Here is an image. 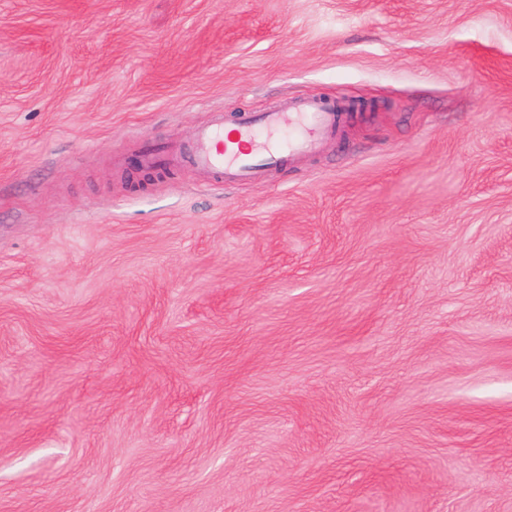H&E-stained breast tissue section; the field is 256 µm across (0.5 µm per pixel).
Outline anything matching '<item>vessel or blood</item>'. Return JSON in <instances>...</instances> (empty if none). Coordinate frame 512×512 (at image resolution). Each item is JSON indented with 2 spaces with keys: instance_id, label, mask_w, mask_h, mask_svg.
I'll list each match as a JSON object with an SVG mask.
<instances>
[{
  "instance_id": "vessel-or-blood-1",
  "label": "vessel or blood",
  "mask_w": 512,
  "mask_h": 512,
  "mask_svg": "<svg viewBox=\"0 0 512 512\" xmlns=\"http://www.w3.org/2000/svg\"><path fill=\"white\" fill-rule=\"evenodd\" d=\"M343 121L341 107L316 97L303 98L294 110L267 111L245 116L237 124L232 141L224 139V118L215 115L194 135V141L178 154H162L146 148L142 161L149 166L188 165L238 183L258 177L265 168L285 158L312 150L335 133Z\"/></svg>"
}]
</instances>
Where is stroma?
Listing matches in <instances>:
<instances>
[{"label": "stroma", "instance_id": "35a3bbf8", "mask_svg": "<svg viewBox=\"0 0 512 512\" xmlns=\"http://www.w3.org/2000/svg\"><path fill=\"white\" fill-rule=\"evenodd\" d=\"M0 512H512V0H0ZM343 121V109L320 98L305 97L289 112L267 111L247 115L236 124L234 137L224 142V117L216 114L209 125L194 135V141L178 154H161L149 147L142 161L149 166L188 165L223 176L224 183L253 180L265 168L281 164L312 150L324 138L333 135ZM287 129L286 139L273 138ZM245 142L246 149L234 144Z\"/></svg>", "mask_w": 512, "mask_h": 512}]
</instances>
